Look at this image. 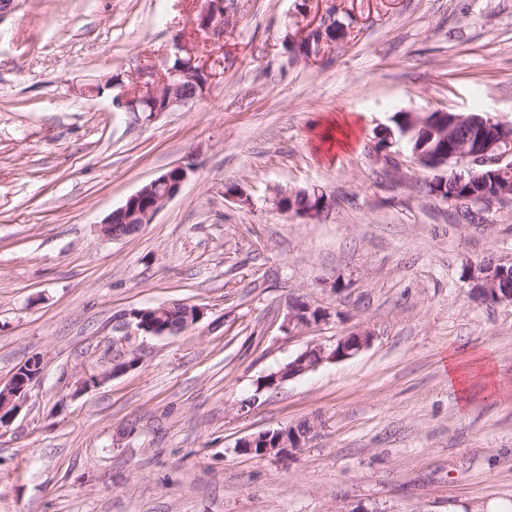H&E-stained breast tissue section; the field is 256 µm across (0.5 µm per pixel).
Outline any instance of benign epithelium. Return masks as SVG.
Wrapping results in <instances>:
<instances>
[{
    "mask_svg": "<svg viewBox=\"0 0 512 512\" xmlns=\"http://www.w3.org/2000/svg\"><path fill=\"white\" fill-rule=\"evenodd\" d=\"M214 15V19L200 29L220 40L224 38V0H203L199 18ZM197 57H192L187 66L169 71V80L163 83H150L147 85L148 96L167 99L163 111L170 112L175 108L183 107L192 102V98L183 94V87L201 79L211 84L212 78L206 69H195ZM488 126V122L481 118L457 114L451 122L445 123L440 138L451 143L448 159L465 163L468 175L455 174L461 182L494 176L499 178L500 185L493 194H488L475 202L470 213L475 215L492 208L495 204L512 200V125L504 124L501 135L497 140L484 145L475 141L479 126ZM378 160L396 163L392 170L397 172L403 167V153L401 150H390L388 146H377ZM194 170L191 163L170 167V172L149 181V185L127 197L126 202L110 212L101 222V232L104 236L118 240L136 232L142 225L153 222L158 212L174 197H176L189 173ZM154 195V202L142 209L139 202L146 192ZM474 295L480 300L496 298V301L512 302V288L499 291L498 279L489 276L483 279V286L474 290ZM152 313L150 321L143 319L136 323H128L135 327V332L151 336H172L182 333L198 323L204 312L195 305L183 302H172L149 309ZM326 312L307 302L293 303L290 307L284 329L290 335H295L311 326L321 322ZM372 339L369 331L358 329L344 336L336 338L331 345L320 343L310 344L290 362L279 370L262 377L265 388H276L282 382L313 371L323 364L352 357L367 347ZM139 363V358L129 353L113 360L108 375L126 372ZM42 361L32 357L21 365L12 375L9 383L0 388V427L7 425L20 411L27 400L32 385L42 373ZM311 433L301 436L292 427H280L273 430L259 432L240 440L236 448L242 454H252L256 451L264 456L278 454L286 458L309 440Z\"/></svg>",
    "mask_w": 512,
    "mask_h": 512,
    "instance_id": "benign-epithelium-1",
    "label": "benign epithelium"
}]
</instances>
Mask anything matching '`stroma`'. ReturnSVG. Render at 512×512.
I'll use <instances>...</instances> for the list:
<instances>
[{"label":"stroma","mask_w":512,"mask_h":512,"mask_svg":"<svg viewBox=\"0 0 512 512\" xmlns=\"http://www.w3.org/2000/svg\"><path fill=\"white\" fill-rule=\"evenodd\" d=\"M224 70L172 112H118L85 84L144 85L205 44L202 0H23L0 24V384L44 370L0 429V512H512V303L463 275L512 257V201L458 221L432 171L375 143L398 112L512 123V0H226ZM336 22L319 55L302 25ZM341 133L322 135L329 122ZM181 192L125 239L104 217L172 165ZM250 197H224L226 184ZM319 189L304 220L272 187ZM326 320L290 335V303ZM180 301L176 336L127 335L130 310ZM371 332L355 356L263 388L307 345ZM138 368L109 376L115 356ZM457 355L491 364L468 406ZM103 374L82 388L85 375ZM316 428L288 459L248 435ZM448 387L454 390L462 398H466L473 384V377L460 359H448Z\"/></svg>","instance_id":"35a3bbf8"}]
</instances>
